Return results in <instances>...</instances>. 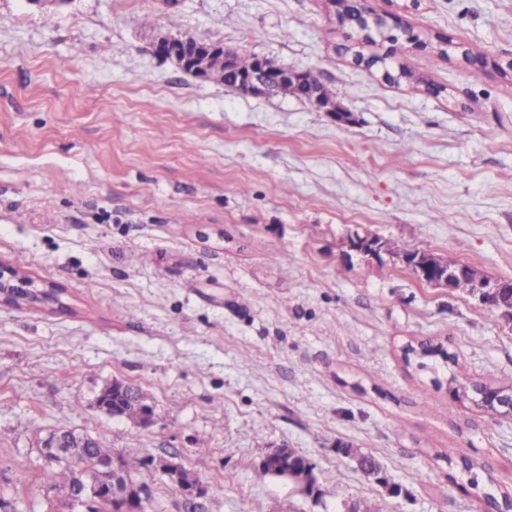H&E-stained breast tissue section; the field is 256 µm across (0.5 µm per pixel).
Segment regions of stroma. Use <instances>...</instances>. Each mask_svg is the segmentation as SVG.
<instances>
[{"label": "stroma", "instance_id": "35a3bbf8", "mask_svg": "<svg viewBox=\"0 0 512 512\" xmlns=\"http://www.w3.org/2000/svg\"><path fill=\"white\" fill-rule=\"evenodd\" d=\"M422 39L385 55L325 0H0V265L56 304H0V498L57 512L39 438L68 426L179 462L206 512H491L512 493V421L453 398L512 380V322L477 295L347 252L371 234L512 280V0H373ZM316 75L354 119L201 82L157 32ZM407 63L434 92L384 78ZM447 358L405 359L407 344ZM157 413L101 414L112 381ZM382 463L368 479L338 444ZM306 456L322 490L259 477ZM453 457H446V450Z\"/></svg>", "mask_w": 512, "mask_h": 512}]
</instances>
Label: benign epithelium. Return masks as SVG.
Returning <instances> with one entry per match:
<instances>
[{"instance_id": "7a95c632", "label": "benign epithelium", "mask_w": 512, "mask_h": 512, "mask_svg": "<svg viewBox=\"0 0 512 512\" xmlns=\"http://www.w3.org/2000/svg\"><path fill=\"white\" fill-rule=\"evenodd\" d=\"M329 12L336 18L357 27L375 26L387 21V18L377 14L371 7V0H326ZM220 45H202L199 41L188 36H174L170 33L160 34L153 41V51L156 55L173 61L177 67L201 82L208 81V75L200 64L203 52L216 54ZM229 86L235 90L254 97H269L273 91L288 82L299 83L304 88L303 97L317 110L327 113L337 122H347L351 116L340 104L325 99L313 82V76L304 71L282 68L269 61L266 56H257L255 70L241 74L233 67H228ZM347 247L363 255L377 260L389 256V260L397 263L399 259L388 255L384 246V238L375 235L360 236L355 234L348 237ZM411 271L421 281L430 285L446 288L456 272L463 269L457 263L433 255L423 260L417 259V264L410 265ZM57 294L53 288L33 289L27 278L16 272L5 273L0 270V302L10 304L45 303L56 301ZM138 396L136 387L121 381L102 389L96 397L95 406L101 413L110 417H120L122 401ZM90 435L74 430H52L43 438L41 447L45 456L63 461L67 458L66 449L78 441L86 442ZM177 452L166 457L155 458L149 469L163 476L167 483L177 492L184 505V512H204V500L207 487L200 483L184 485L180 482L181 465L176 462ZM275 459L279 462L281 476L299 482V485L310 495L318 492L317 479L314 470L300 467L293 462L292 452L287 448H274L264 457V461ZM65 509L67 512H85L87 508L101 500L111 502L113 512H145L148 501L153 497V490L145 483H130L121 467L119 457L104 463L98 473L81 476L78 483L62 489Z\"/></svg>"}]
</instances>
